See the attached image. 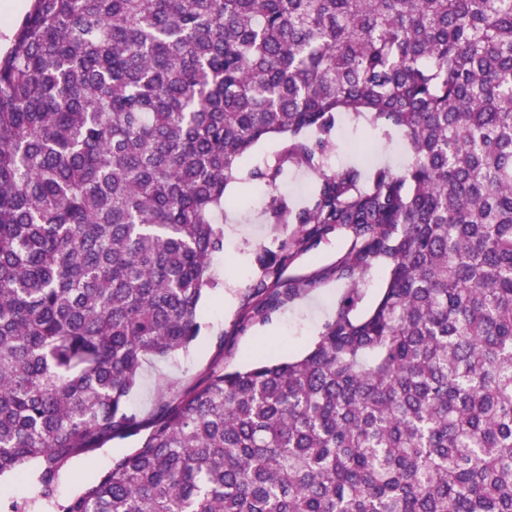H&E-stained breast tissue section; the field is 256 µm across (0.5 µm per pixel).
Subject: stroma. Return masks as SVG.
I'll return each instance as SVG.
<instances>
[{
    "label": "stroma",
    "mask_w": 512,
    "mask_h": 512,
    "mask_svg": "<svg viewBox=\"0 0 512 512\" xmlns=\"http://www.w3.org/2000/svg\"><path fill=\"white\" fill-rule=\"evenodd\" d=\"M334 138L336 149L331 162L336 167L366 170L383 164L400 166L407 159L402 132L385 137L379 129L345 114L337 118ZM253 197L249 186L230 197L239 221L224 227V243L232 252L219 254L214 260L219 284L207 291L200 305L206 327L188 353L173 360L145 363L130 396L131 406L140 414L152 413L159 392L176 394L201 381L210 370L304 354L350 293L359 296L355 309L359 316L378 300L387 278L385 263L375 261L371 268L352 277L341 275L340 268L350 257L353 236L347 229L335 227L314 238L309 249L298 253L289 264L283 275L285 284L293 288L288 301L267 320L250 319V310L261 300L253 291L263 278L256 260L258 249H277L298 230L294 224L276 223L267 205L253 204ZM135 445V440L128 439L77 459L60 483L59 495L69 496L93 481L109 468L113 457Z\"/></svg>",
    "instance_id": "stroma-1"
}]
</instances>
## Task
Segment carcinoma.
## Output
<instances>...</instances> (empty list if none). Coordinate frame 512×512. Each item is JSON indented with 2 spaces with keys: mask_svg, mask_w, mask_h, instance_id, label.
Listing matches in <instances>:
<instances>
[{
  "mask_svg": "<svg viewBox=\"0 0 512 512\" xmlns=\"http://www.w3.org/2000/svg\"><path fill=\"white\" fill-rule=\"evenodd\" d=\"M408 158L332 168L335 116ZM316 131L313 141L299 134ZM383 258L304 356L212 370L151 416L218 285L224 190ZM304 168L311 203L280 177ZM266 320L292 289L254 286ZM138 438L67 499L72 462ZM0 512H512V0H31L0 51ZM288 142V135L270 136L261 140L253 149L248 164L243 172L263 168L265 162L280 152ZM316 177L313 173L289 168L282 177L281 195L292 209L302 207L310 198Z\"/></svg>",
  "mask_w": 512,
  "mask_h": 512,
  "instance_id": "1",
  "label": "carcinoma"
}]
</instances>
